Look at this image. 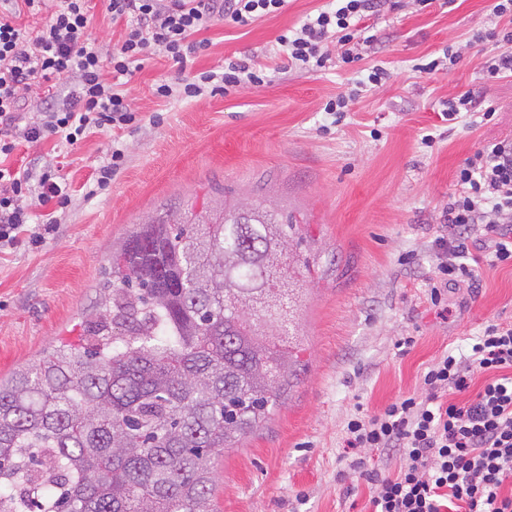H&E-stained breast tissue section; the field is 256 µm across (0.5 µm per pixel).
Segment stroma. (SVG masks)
I'll list each match as a JSON object with an SVG mask.
<instances>
[{"mask_svg":"<svg viewBox=\"0 0 512 512\" xmlns=\"http://www.w3.org/2000/svg\"><path fill=\"white\" fill-rule=\"evenodd\" d=\"M326 0H288L281 13L246 27L214 24L210 45L185 70L167 58L143 61L123 90L134 121L72 147L50 140L20 154L52 160L71 183L58 234L36 248L0 251V378L63 344L86 342L85 314L109 270L112 249L160 207L200 212L212 185L227 201H263L301 214L310 263L295 333L304 363L266 424L215 456V512H362L370 486L345 479L346 424L356 405L374 412L420 391L428 367L467 352L488 321L512 324V266L485 262L475 282L449 286L438 315L429 301L438 263L434 240L455 191V172L482 146L512 139V77L487 81L494 0H432L367 21L375 41L359 59L333 56L325 70L290 67L276 37L316 15ZM457 51L450 71L420 64ZM255 58L269 78L230 94L161 99L160 80L222 72ZM389 77L358 89L372 66ZM358 89L348 111L324 110ZM470 92L495 110L448 125V98ZM433 144H426V136ZM116 147L124 159L109 185L88 194ZM410 347L398 349L400 339Z\"/></svg>","mask_w":512,"mask_h":512,"instance_id":"1","label":"stroma"}]
</instances>
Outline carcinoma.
Listing matches in <instances>:
<instances>
[{"mask_svg":"<svg viewBox=\"0 0 512 512\" xmlns=\"http://www.w3.org/2000/svg\"><path fill=\"white\" fill-rule=\"evenodd\" d=\"M298 232L261 202L138 224L98 284L93 346L0 379V512H214V456L297 378Z\"/></svg>","mask_w":512,"mask_h":512,"instance_id":"obj_1","label":"carcinoma"}]
</instances>
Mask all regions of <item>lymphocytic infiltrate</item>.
I'll return each mask as SVG.
<instances>
[{
	"mask_svg": "<svg viewBox=\"0 0 512 512\" xmlns=\"http://www.w3.org/2000/svg\"><path fill=\"white\" fill-rule=\"evenodd\" d=\"M0 250L21 240L38 245L42 235L24 236L33 204H64L69 188L52 165L12 164L22 145L62 139L77 145L93 134L128 124L132 105L120 81L132 78L135 62L161 54L186 64L205 51L201 33L217 22L246 26L282 10L286 0H107L112 23L125 36L109 54L91 37L88 0H0ZM393 0H333L277 38L289 65L307 72L325 68L328 43L351 62L362 45L358 23ZM50 9L48 21L31 31L22 15ZM68 80L71 91L56 98L46 83ZM255 64L229 62L223 73L157 84L158 97L196 98L260 85ZM39 102L36 116L25 98ZM435 246L442 255L430 288L440 306L452 281L474 279L486 257L512 264V139L477 150L455 175ZM481 388H474L476 376ZM467 401H459V394ZM350 449L374 448L398 455L395 471L348 467L372 485L367 512H512V324L485 326L469 353L441 355L423 376L421 393L402 395L383 412H357L346 425Z\"/></svg>",
	"mask_w": 512,
	"mask_h": 512,
	"instance_id": "lymphocytic-infiltrate-1",
	"label": "lymphocytic infiltrate"
}]
</instances>
